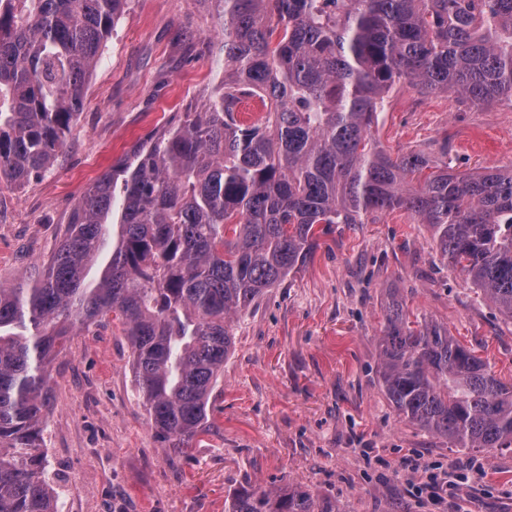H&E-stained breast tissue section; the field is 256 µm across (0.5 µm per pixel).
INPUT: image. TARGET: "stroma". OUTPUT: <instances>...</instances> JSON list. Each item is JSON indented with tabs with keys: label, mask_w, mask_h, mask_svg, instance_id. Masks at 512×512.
<instances>
[{
	"label": "stroma",
	"mask_w": 512,
	"mask_h": 512,
	"mask_svg": "<svg viewBox=\"0 0 512 512\" xmlns=\"http://www.w3.org/2000/svg\"><path fill=\"white\" fill-rule=\"evenodd\" d=\"M221 23L215 0H130L54 170L0 185V285L48 259L78 197L134 143L198 108L221 71ZM388 104L372 131L392 155L459 173L512 165V101L476 105L404 81ZM395 295L512 382V320L441 263L426 225L401 211L334 224L305 266L235 318L212 429L181 457L167 458L148 423L120 328L106 320L69 336L43 431L59 512H224L235 488L288 481L335 496L343 512H512V448L476 453L480 476L443 503L413 496L417 474L397 472L408 450L447 467L462 455L401 421L380 389Z\"/></svg>",
	"instance_id": "stroma-1"
}]
</instances>
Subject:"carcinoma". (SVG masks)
Returning <instances> with one entry per match:
<instances>
[{"instance_id": "cac0c4a2", "label": "carcinoma", "mask_w": 512, "mask_h": 512, "mask_svg": "<svg viewBox=\"0 0 512 512\" xmlns=\"http://www.w3.org/2000/svg\"><path fill=\"white\" fill-rule=\"evenodd\" d=\"M224 77L89 185L56 250L0 286V512H57L42 427L51 365L77 327L127 338L170 457L210 431L233 318L305 265L315 227L402 210L442 261L512 319V165L457 174L397 157L372 124L392 87L479 103L512 96V0H214ZM128 0H0V182L53 170ZM263 110L238 119L247 98ZM379 384L398 417L459 452L512 447V385L403 302L386 315ZM224 512H343L297 483L247 485Z\"/></svg>"}]
</instances>
